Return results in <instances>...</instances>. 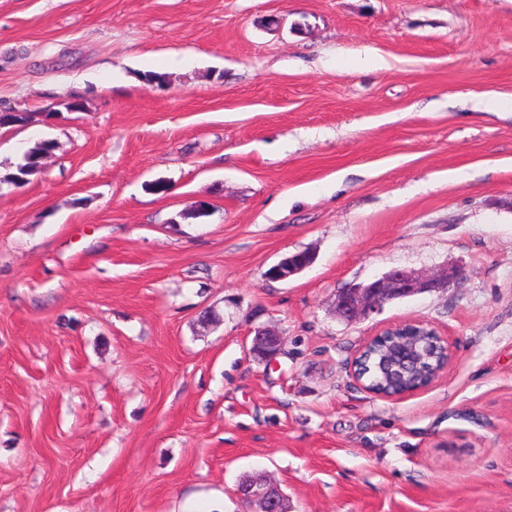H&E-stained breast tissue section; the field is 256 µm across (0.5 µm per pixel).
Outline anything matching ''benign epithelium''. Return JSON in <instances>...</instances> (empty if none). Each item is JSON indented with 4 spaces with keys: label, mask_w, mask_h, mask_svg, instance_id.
<instances>
[{
    "label": "benign epithelium",
    "mask_w": 512,
    "mask_h": 512,
    "mask_svg": "<svg viewBox=\"0 0 512 512\" xmlns=\"http://www.w3.org/2000/svg\"><path fill=\"white\" fill-rule=\"evenodd\" d=\"M28 112L0 107V126L25 123ZM314 255L301 251L282 258L268 269L277 280H287L312 265ZM461 269L422 274L405 269H391L366 283H354L336 295V314L351 322L368 316L385 304L422 293H441L451 283L462 279ZM280 334L269 327L254 329L249 355L258 362H267L281 351ZM238 498L248 506L247 512H288L287 498L281 488L255 476L243 477L237 485Z\"/></svg>",
    "instance_id": "1"
}]
</instances>
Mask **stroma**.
<instances>
[{
  "label": "stroma",
  "instance_id": "stroma-1",
  "mask_svg": "<svg viewBox=\"0 0 512 512\" xmlns=\"http://www.w3.org/2000/svg\"><path fill=\"white\" fill-rule=\"evenodd\" d=\"M477 97L512 102V0H0V106L55 115L0 132V171L52 145L0 188V512H245L257 474L288 512H512V112ZM417 320L448 368L367 392ZM45 148H47V145L45 143H42L29 149L24 155L27 157V160H23V163L18 165L17 172L15 168H11L8 169L7 173L1 175V177H5L4 180L6 181H15V178L18 175H20L21 173H25L26 178H28V180L30 181L32 176H35L38 173H40L39 170L36 168L37 163H35L34 161L39 157V155L43 152ZM20 165H23L22 169L19 168ZM314 255L310 252L301 251L282 258L278 263L268 269L269 275L275 280H288L312 265ZM462 269L433 274L391 269L366 283H354L336 295V314L345 321L360 320L385 304L422 293H441L462 279ZM403 324H394L389 325L382 329L375 336L371 337L363 346L360 351V355L364 351L365 347L370 343V341L376 336H380L383 332L387 330H396L402 329ZM405 339L401 338V336H387L379 340L378 342L371 345L367 351L364 353L361 358L359 364V371L362 379H365L367 382V386L374 390L384 391V392H403L402 394L397 395H384L376 393L364 386L361 383V379L359 378L358 373L356 372L357 360L359 356L352 362V377L370 393L375 394L377 396L389 399L400 398L406 393L412 392L420 386H423L428 383L429 376L432 373V368H435L437 364H441L444 360L443 357H440V350L436 353L435 357L425 359L422 364V368L417 371L413 375H406L404 378L395 375V373H391L388 368V358H390L395 347L404 343ZM413 389V390H411ZM281 346L282 339L277 331L269 327H257L248 353L258 362H267L280 353Z\"/></svg>",
  "mask_w": 512,
  "mask_h": 512
}]
</instances>
